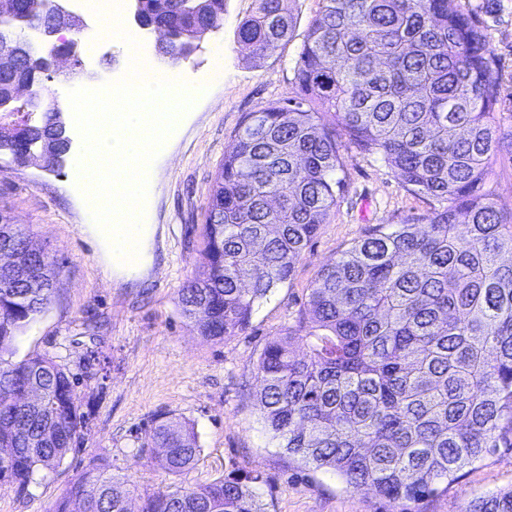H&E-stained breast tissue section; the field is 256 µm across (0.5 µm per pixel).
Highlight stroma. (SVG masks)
Returning <instances> with one entry per match:
<instances>
[{
    "label": "stroma",
    "mask_w": 512,
    "mask_h": 512,
    "mask_svg": "<svg viewBox=\"0 0 512 512\" xmlns=\"http://www.w3.org/2000/svg\"><path fill=\"white\" fill-rule=\"evenodd\" d=\"M484 30L499 59V98L504 125L512 124V0H459ZM90 28L82 57L101 87L122 78L127 46L97 40L100 16L84 12ZM292 38L259 64H251L236 37L255 0H226L224 24L193 56L170 64L191 107L166 138L147 170L142 223L155 225L153 262L122 282L107 270V257L89 231L91 209L72 162L55 170L17 166L0 154V216L29 234L34 247L59 262L61 273L48 308L20 334L16 359L46 354L76 378L77 401L88 416L80 444L62 464L40 472L25 491L0 482V512H49L92 460L125 479L133 505L174 483L193 487L240 469L259 473L258 492L268 512H459L463 502L512 489V448H500L463 470L447 490L417 501L391 500L347 487L333 472L297 463L271 442L257 400V359L267 342L297 321L322 266L377 225L423 224L435 199L409 192L377 155L345 152L343 188L326 224L306 246L288 282L255 311L249 327L224 341L198 336L176 303L194 278L210 187L244 117L268 103L294 97L298 52L320 0H289ZM106 359L104 375L88 378L87 350ZM192 423L201 448L193 469L174 480L140 457L146 432L159 415Z\"/></svg>",
    "instance_id": "35a3bbf8"
}]
</instances>
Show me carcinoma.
<instances>
[{"label": "carcinoma", "instance_id": "1", "mask_svg": "<svg viewBox=\"0 0 512 512\" xmlns=\"http://www.w3.org/2000/svg\"><path fill=\"white\" fill-rule=\"evenodd\" d=\"M237 41L257 63L289 41L285 0H256ZM455 0H322L295 66L297 96L247 115L211 186L199 274L178 290L182 315L210 341L248 328L336 207L342 150L379 155L415 194L440 203L428 223L379 226L323 266L297 323L256 365L265 429L304 465L348 487L416 501L499 448H512V209L487 187L512 153L499 120V65ZM141 0L167 34L169 61L224 22V0ZM333 122H322V114ZM37 143L38 150L27 152ZM15 160H66L61 112L0 121ZM0 448H23L7 481L25 490L58 465L86 423L73 376L46 354L13 360L17 336L50 303L58 262L0 224ZM150 463L179 477L200 455L194 427L162 417L145 433ZM261 476L149 497L142 512H267ZM125 481L93 464L51 512H131ZM460 512H512V491Z\"/></svg>", "mask_w": 512, "mask_h": 512}]
</instances>
